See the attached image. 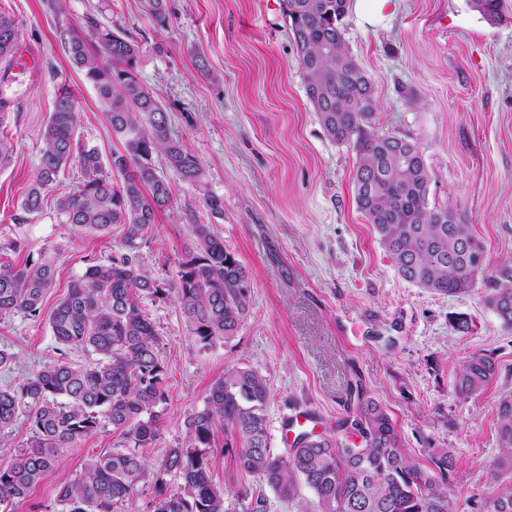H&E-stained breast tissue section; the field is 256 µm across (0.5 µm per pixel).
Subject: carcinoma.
<instances>
[{
  "label": "carcinoma",
  "instance_id": "obj_1",
  "mask_svg": "<svg viewBox=\"0 0 512 512\" xmlns=\"http://www.w3.org/2000/svg\"><path fill=\"white\" fill-rule=\"evenodd\" d=\"M349 0H284L285 13L303 71L306 94L327 136L356 153V204L391 256L398 275L429 292L454 296L471 292L477 279L485 303L512 327V264L486 273L485 252L471 225L448 205L430 201L434 173L419 146L375 128L376 90L349 56L336 18ZM502 0H472L488 19L501 18ZM71 64L92 83L108 114L112 133L122 142L108 159L75 139L79 112L65 83L57 84L53 110L45 125L35 180L13 215L15 229L0 251L24 247L18 229L31 223L60 174L73 166L78 185L57 198L63 224L106 232L123 225L121 250L104 263L88 265L51 312L48 323L58 358L17 386L0 389V435L26 417L27 446L0 461V506L28 498L32 488L56 465L59 451L74 448L99 427L122 431L128 446L90 459L83 473L57 495V512H114L139 494L150 477L146 449L159 436L168 404L166 367L160 336L143 300L178 305L202 346L235 336L251 303L242 262L224 247L212 224L189 212L192 241L176 275L160 280L144 268L147 244L158 212L171 207L169 180L154 157L164 159L178 180L205 183L206 171L174 138L161 102L138 80L142 49L127 36L85 16L83 25L63 28ZM20 23L0 11V128L17 108L4 87L13 80ZM56 278L48 253L22 264H0V319L21 314L38 317ZM72 350L96 356L75 365ZM498 374L486 354L473 353L456 371L453 393L467 400ZM268 380L246 366L224 370L210 387L204 406L187 421L188 441L167 449L159 471L182 480L170 493L161 478L154 483L152 512H224V492L210 474L208 453L216 425L231 430L242 473L266 484L280 499L298 496V483L315 495L316 512H453L449 493L454 456L434 448L424 467L400 446L395 422L362 385L349 384L346 415L337 433L301 429L286 454L269 446L266 408ZM500 455L495 479L512 474V395L496 403ZM242 512H267L264 495L239 493ZM481 512H512V484L481 503Z\"/></svg>",
  "mask_w": 512,
  "mask_h": 512
}]
</instances>
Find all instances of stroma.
<instances>
[{
  "label": "stroma",
  "instance_id": "1",
  "mask_svg": "<svg viewBox=\"0 0 512 512\" xmlns=\"http://www.w3.org/2000/svg\"><path fill=\"white\" fill-rule=\"evenodd\" d=\"M503 5L501 20L492 21L471 0H397L374 21L348 9L341 24L350 57L377 92V131L420 146L435 174L432 199L465 216L491 269L512 262V0ZM167 7L161 25L143 0H66L70 26L92 14L141 43L137 78L207 172L201 189L173 182L172 207L160 213L142 250L147 269L160 278L175 274L191 241L186 215L203 213L209 193L224 200L214 230L245 266L251 286L250 311L236 335L209 347L195 340L176 304L146 302L160 334L169 395L148 452L151 467L166 449L186 443L187 418L203 407L226 367L246 365L268 380L269 442L278 455L287 448L286 418L308 407L334 427L345 413L346 387L357 380L387 408L402 447L420 463H428L429 449H452L453 508L474 512L475 502L502 487L490 465L499 453L495 405L512 395V330L485 305L482 288L448 296L399 277L356 205L354 150L326 135L307 97L282 0H167ZM0 11L21 26L7 89L20 110L5 129L14 153L0 171L2 238L39 166L58 82L77 97V140L105 158L121 143L93 85L70 65L62 29L43 0H0ZM57 192L48 193L24 248L0 253V264L45 250L57 261L43 317L0 320V347L16 356L10 370H0L2 389L57 359L48 312L88 264L107 261L123 240L118 224L100 233L60 223ZM458 313L471 318V332L452 328ZM380 334L394 346L377 342ZM474 352L492 356L499 374L462 401L452 382ZM225 440L217 429L209 463L213 482L227 493L228 512H241L235 495L242 489L264 493L268 512L314 508L306 486L288 503L244 477ZM125 444L111 426L98 428L63 449L11 512H54L60 487L89 459Z\"/></svg>",
  "mask_w": 512,
  "mask_h": 512
}]
</instances>
